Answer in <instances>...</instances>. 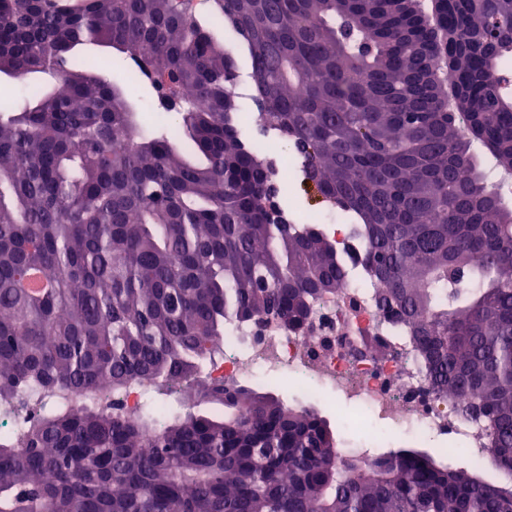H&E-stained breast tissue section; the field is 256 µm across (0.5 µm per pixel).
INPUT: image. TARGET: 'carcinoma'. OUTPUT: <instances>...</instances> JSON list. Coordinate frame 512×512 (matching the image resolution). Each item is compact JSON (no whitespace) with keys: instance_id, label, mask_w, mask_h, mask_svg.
Returning a JSON list of instances; mask_svg holds the SVG:
<instances>
[{"instance_id":"cac0c4a2","label":"carcinoma","mask_w":512,"mask_h":512,"mask_svg":"<svg viewBox=\"0 0 512 512\" xmlns=\"http://www.w3.org/2000/svg\"><path fill=\"white\" fill-rule=\"evenodd\" d=\"M212 2L258 125L347 219L432 390L492 424L506 479L440 448L340 455L317 410L198 379L229 321L307 328L347 284L344 252L286 219L238 129L235 60L190 0H0V74L25 86L0 100V416L19 387L43 393L0 436V512H512V205L485 167L512 175V89L494 83L512 0H446L438 46L401 0ZM107 48L137 61L122 85ZM147 84L167 120L145 132L128 95ZM134 381L136 416L52 399Z\"/></svg>"}]
</instances>
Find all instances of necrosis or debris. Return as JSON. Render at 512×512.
I'll use <instances>...</instances> for the list:
<instances>
[{
	"label": "necrosis or debris",
	"mask_w": 512,
	"mask_h": 512,
	"mask_svg": "<svg viewBox=\"0 0 512 512\" xmlns=\"http://www.w3.org/2000/svg\"><path fill=\"white\" fill-rule=\"evenodd\" d=\"M375 288L355 266L307 330L229 323L224 356L209 366V375L291 390L299 401L335 413L374 450L403 435L420 445L461 443L471 455L489 457L490 423L464 418L453 401L428 390L424 360L407 331L379 310Z\"/></svg>",
	"instance_id": "necrosis-or-debris-1"
}]
</instances>
